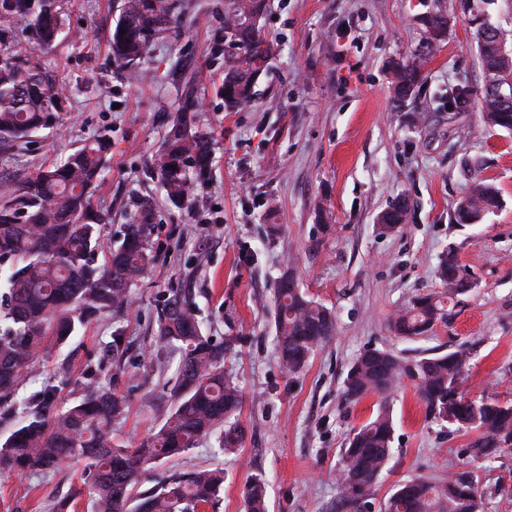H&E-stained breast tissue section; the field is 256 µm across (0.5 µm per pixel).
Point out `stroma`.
<instances>
[{
  "instance_id": "obj_1",
  "label": "stroma",
  "mask_w": 512,
  "mask_h": 512,
  "mask_svg": "<svg viewBox=\"0 0 512 512\" xmlns=\"http://www.w3.org/2000/svg\"><path fill=\"white\" fill-rule=\"evenodd\" d=\"M187 23L152 46L151 78L129 79L113 63L107 33L113 0H63L66 37L42 55L50 78L67 77L78 92L56 130L0 151V185L17 183L74 147L103 134L112 142L109 168L93 191L108 211L104 247L118 244L137 196L156 200L154 263L132 287L123 315H100L67 344L48 339L13 400L0 405V436L23 417L21 401L44 385L60 403L104 384L129 401L113 423L112 441L136 447L171 407L177 358L157 362V312L169 291L188 292L204 333L247 342L226 356L245 401L238 415V455L214 454L218 434L141 477V489L193 466L221 465L226 479L213 512H244L242 487L268 481L269 512H336L339 452L351 430L373 417L379 398H342L351 363L370 348L407 357L470 352L468 396L512 402V132L484 123L476 95L483 84L474 28L461 0H263L259 26L275 45L251 107L227 111L220 87L229 53L224 16L232 0H184ZM441 12L448 29L426 53L423 19ZM414 63L419 80L405 102L394 99L395 66ZM195 82L199 127L210 133L213 160L199 191L202 208L166 201L147 167ZM466 85L464 103L448 93ZM493 183L501 205L476 224L454 209L474 180ZM406 199L400 231L377 218ZM454 253L473 286L448 303L446 316L415 340L395 337L393 314L416 295L440 294L435 268ZM292 271L314 301L333 309L336 334L303 371L288 374L275 344L273 288ZM122 334L119 363L107 360ZM393 455L369 497L380 512L397 484L472 471L485 490L481 512H512V448L486 471L470 452L471 436L429 418L410 381L389 395ZM85 463L67 460L44 474H0V512H44L53 497L81 495Z\"/></svg>"
}]
</instances>
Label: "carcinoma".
<instances>
[{"label":"carcinoma","instance_id":"cac0c4a2","mask_svg":"<svg viewBox=\"0 0 512 512\" xmlns=\"http://www.w3.org/2000/svg\"><path fill=\"white\" fill-rule=\"evenodd\" d=\"M225 38L237 53L224 65V105L242 109L255 100L259 77L268 69L275 47L254 23L261 0H232ZM118 17L109 32L113 61L127 74L143 77L152 43L182 23L181 0H117ZM62 0H0V18L29 17V50H11L0 62V151L27 142L42 129L60 125L62 104L72 86L48 79L38 52L58 41L63 26ZM448 20L429 15L426 48L443 39ZM512 32L498 27V39L476 28L484 74L480 92L485 121L512 131V102L503 104L487 85L512 75L499 43ZM417 68L405 65L394 73V91L409 95ZM211 135L195 125L191 113L179 112L149 167L168 201L198 208V183L209 167ZM111 141L96 136L59 162L40 170L0 195V266L7 275L0 284V402L11 400L25 373L38 358L44 340L65 344L84 323L106 312L130 308L131 286L151 262V236L156 211L151 197L137 199L128 216L121 244L99 262L101 231L108 217L97 210L91 194L107 165ZM500 204L498 190L476 181L457 206L459 224ZM467 270L452 254L441 259L436 275L453 298L465 292ZM275 339L283 367L300 372L336 332V318L297 286L279 279L274 286ZM434 295L417 296L390 322L395 335L413 340L443 317ZM161 348L180 356L179 377L170 392L172 408L162 426L135 448L112 444V422L127 408L123 396L104 385L86 388L72 404L55 406L56 391L45 386L28 401L21 426L0 441V473L47 472L68 457L88 461L85 478L92 512H204L214 507L224 485V469L199 467L173 473L152 489L140 491L145 466L176 458L215 430H222L218 453L238 454L242 430L236 420L243 395L226 354L236 350L239 336L216 342L200 330L190 296L173 292L163 301L156 330ZM469 353L460 348L430 357H402L386 349L365 351L348 369L343 398L356 402L369 393L382 397L374 417L355 429L340 451L337 484L343 512H362L369 490L392 455L394 424L383 400L403 377L413 381L426 412L456 431L475 435L470 452L491 463L502 448L512 447V403L470 400L462 390ZM266 478L251 477L243 486L246 512H267ZM484 491L472 472H456L433 483L422 478L397 486L383 512H479Z\"/></svg>","mask_w":512,"mask_h":512}]
</instances>
